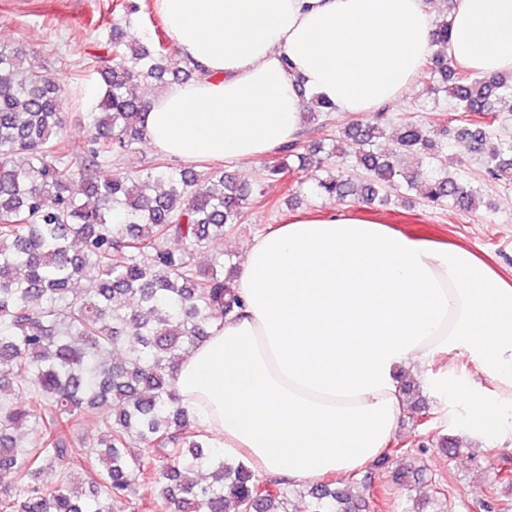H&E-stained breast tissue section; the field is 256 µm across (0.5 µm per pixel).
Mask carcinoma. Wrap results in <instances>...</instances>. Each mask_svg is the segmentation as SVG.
<instances>
[{"label": "carcinoma", "instance_id": "carcinoma-1", "mask_svg": "<svg viewBox=\"0 0 512 512\" xmlns=\"http://www.w3.org/2000/svg\"><path fill=\"white\" fill-rule=\"evenodd\" d=\"M121 7L125 27L105 42L112 64L96 70L101 94L81 145L65 138L54 78L0 45V471L28 479L0 485V512H114L137 475L155 487L161 512H289L288 496L225 457L173 388L180 361L244 308L224 254L202 268L196 253L243 229L261 182L307 165L322 172L312 192L348 206H386L414 191L429 208L472 212L481 196L436 164L442 147L416 116L390 118L384 108L342 131L358 145L346 171L333 168L331 135L307 154L298 142L283 146L252 186L221 167L161 159L97 176L137 149L155 87L193 74L162 38L129 32L137 4ZM421 74L431 94L452 102L456 150L480 156L488 179L512 181V141L495 135V103L512 97V74H462L438 50ZM332 111L315 96L306 115L323 118V129ZM393 123L398 152L386 155L379 140ZM87 424L92 470L74 481L67 439ZM309 495L307 512H356L332 483Z\"/></svg>", "mask_w": 512, "mask_h": 512}]
</instances>
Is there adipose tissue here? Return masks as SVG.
I'll return each instance as SVG.
<instances>
[{"mask_svg": "<svg viewBox=\"0 0 512 512\" xmlns=\"http://www.w3.org/2000/svg\"><path fill=\"white\" fill-rule=\"evenodd\" d=\"M194 80L151 103V146L182 161H256L296 139L303 91L366 114L402 96L435 51L424 0H154ZM448 56L512 73V0H457ZM245 307L174 373L225 454L294 482L375 463L403 411L397 372L474 435L512 418V281L468 249L413 238L346 206L304 210L254 239ZM464 354L473 369H437Z\"/></svg>", "mask_w": 512, "mask_h": 512, "instance_id": "ef3b65f1", "label": "adipose tissue"}]
</instances>
